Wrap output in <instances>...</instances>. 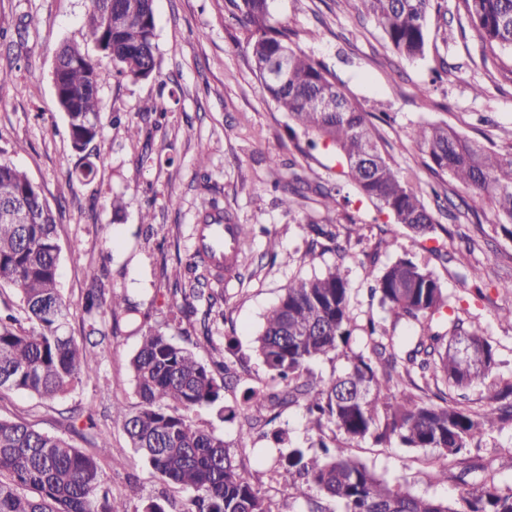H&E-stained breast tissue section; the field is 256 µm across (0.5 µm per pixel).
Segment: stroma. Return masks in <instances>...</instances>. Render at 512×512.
Wrapping results in <instances>:
<instances>
[{
  "label": "stroma",
  "mask_w": 512,
  "mask_h": 512,
  "mask_svg": "<svg viewBox=\"0 0 512 512\" xmlns=\"http://www.w3.org/2000/svg\"><path fill=\"white\" fill-rule=\"evenodd\" d=\"M443 13L428 16L424 58L398 55L380 24L361 13L357 0H269L274 18L290 40L319 62L347 99L371 115L374 134L386 157L421 187V198L442 231L428 238L398 228L381 234L386 213L360 195L346 206L325 207L314 185L342 180L344 162L329 148L311 155L299 148L303 134H290L289 120L265 95L254 70L249 32L231 0H155L157 74L148 80L118 77L103 84L102 131L76 153L67 122L54 101L51 72L65 43L85 44V0H0V69L12 72V84L0 87V161L24 171L37 183L57 217L61 249L59 287L67 306L69 329L82 337L99 329L110 338L98 354L95 370L65 397L45 404L21 392L0 394V418L23 422L67 439L74 447L94 449V417L109 434L111 452L101 457L105 481L120 512H142L147 500L186 498L163 483L112 424V404L135 405L138 398L129 362L142 331L167 328L177 343L193 348L202 362L226 358L241 383L222 395V405L240 408L245 388L269 384V374L254 351L264 315L296 279L338 267L352 290L355 324L351 346L366 349L368 320L387 322L362 290L367 253L381 263L410 256L440 279L450 297H471L470 267L488 283V300L470 305L466 318L496 350L495 377L512 378V240L493 228L489 202L461 198L449 175L435 173L411 138L415 126L445 122L485 145L512 143V52L485 53L472 27H460L462 0H441ZM34 26H27V18ZM155 104L152 112L144 104ZM137 136H129L128 126ZM95 167L93 180L79 176L84 161ZM307 180L310 191L284 209L274 183ZM125 207L113 211V198ZM216 200L232 223L254 227L239 256V276H222L224 301L212 327L213 346L196 345L197 321L206 308L196 300L180 312V287L193 254L201 198ZM151 224H143V212ZM311 224H334L339 232L362 227L338 259L332 242L309 247ZM275 252H268L269 238ZM449 255L434 256V249ZM95 277H87V269ZM102 296L86 309L90 288ZM127 296L132 313L112 314V294ZM196 425L235 443L234 456L245 476L268 499L273 512H300L312 490L289 480L279 468L281 455L316 444L302 407L281 410L267 435L237 446L241 419L219 416L208 407ZM347 455L367 465L380 479L404 484L413 494L455 501L454 483H434L432 472L443 462L437 450L385 447L365 440L345 445ZM141 489L124 496L127 482Z\"/></svg>",
  "instance_id": "stroma-1"
}]
</instances>
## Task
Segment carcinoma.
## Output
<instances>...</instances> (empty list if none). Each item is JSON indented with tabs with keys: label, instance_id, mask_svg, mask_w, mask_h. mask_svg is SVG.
Here are the masks:
<instances>
[{
	"label": "carcinoma",
	"instance_id": "cac0c4a2",
	"mask_svg": "<svg viewBox=\"0 0 512 512\" xmlns=\"http://www.w3.org/2000/svg\"><path fill=\"white\" fill-rule=\"evenodd\" d=\"M250 32V51L270 99L307 137V146H332L346 159L348 178L363 197L377 203L396 226L417 236L433 232L436 222L418 190L388 161L372 133L368 113L352 105L321 65L291 47L288 29L279 25L268 0H233ZM361 9L381 25L385 38L406 59L425 56L427 19L435 0H359ZM468 23L491 52L512 50V0H463ZM112 19H107V13ZM86 38L98 50L93 57L77 44L59 51L66 67L56 76L55 101L64 112L71 143L83 152L99 136L103 111L99 88L114 75L146 80L156 75L154 0H86ZM413 139L437 173H446L481 200H488L494 227L512 239V150L500 152L460 134L448 124L425 123ZM309 247L323 237L347 247L326 224H308ZM60 248L55 216L31 180L15 166L0 162V286L13 287L25 320L9 303L0 309V392L20 391L44 401L66 395L93 372L91 361L106 334L91 329L82 342L66 330L59 291ZM370 258L365 281L370 300L392 318L413 320L419 330L402 341L369 319L368 350L350 346L354 331L351 288L340 267L323 276L298 279L269 310L257 337V352L277 391L249 387L243 395L248 428L239 441L271 423L267 416L302 406L310 428L320 433L321 451L293 448L284 458L288 472L314 487L302 512H329L325 500L339 501L344 512H512V488L493 478L470 483L483 467L453 472L435 470L432 480L461 485L453 503L412 494L401 484L380 480L366 465L330 448L324 430L348 441L367 438L400 448H433L452 463L480 449L487 433L512 421V380L500 378L488 388L485 403L469 405L465 390L497 367L492 343L459 315L440 280L409 257L376 270ZM190 287L183 300L208 296L199 322L202 341L212 344L209 319L223 300L209 287L213 266L200 254L188 263ZM330 353L344 357L347 370L325 383L308 365ZM139 402L112 404V423L132 448L167 484L189 490L179 510L171 501H151L144 512H272L264 495L240 472L230 444L195 425L191 413L218 407L229 388L232 365L207 366L176 344L160 328H149L131 359ZM224 373L217 381L215 372ZM110 450L101 434L96 452H83L66 440L32 427L0 419V512H117L112 486L105 483L99 455Z\"/></svg>",
	"mask_w": 512,
	"mask_h": 512
}]
</instances>
